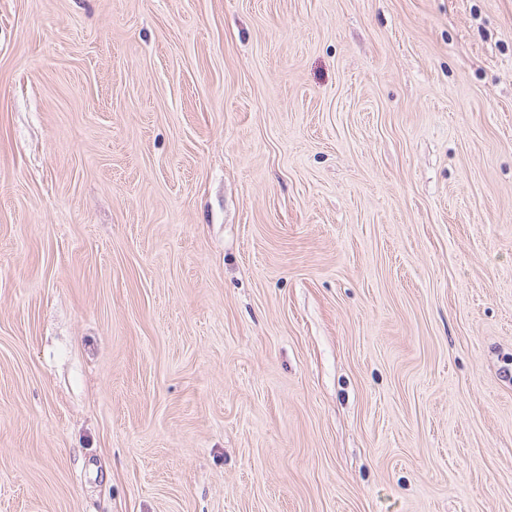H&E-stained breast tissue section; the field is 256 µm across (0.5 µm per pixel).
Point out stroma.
Segmentation results:
<instances>
[{"label":"stroma","mask_w":512,"mask_h":512,"mask_svg":"<svg viewBox=\"0 0 512 512\" xmlns=\"http://www.w3.org/2000/svg\"><path fill=\"white\" fill-rule=\"evenodd\" d=\"M0 512H512V0H0Z\"/></svg>","instance_id":"stroma-1"}]
</instances>
